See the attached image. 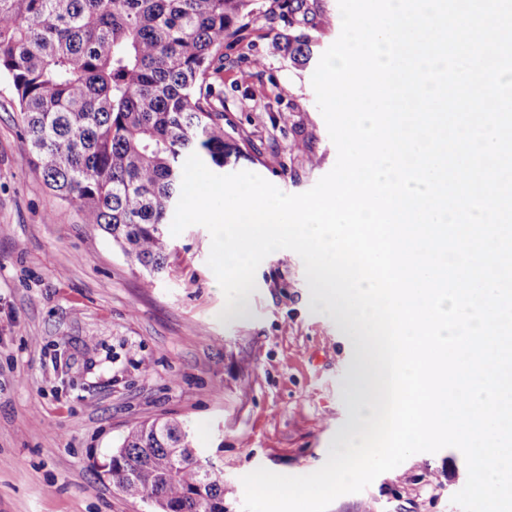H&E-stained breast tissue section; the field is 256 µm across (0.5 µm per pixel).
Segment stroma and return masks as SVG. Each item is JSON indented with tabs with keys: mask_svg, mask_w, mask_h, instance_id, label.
I'll return each instance as SVG.
<instances>
[{
	"mask_svg": "<svg viewBox=\"0 0 512 512\" xmlns=\"http://www.w3.org/2000/svg\"><path fill=\"white\" fill-rule=\"evenodd\" d=\"M251 21L225 51L216 85L224 127L251 171L287 194L311 189L337 149L317 106L315 61L297 65L274 33L302 31L322 55L341 32L338 0H317L311 21ZM19 114L0 83V512H154L103 474L136 424L185 420L195 448L224 471V512H242L244 475L318 468L351 427L358 391L354 340L311 302L302 259L282 249L255 274L244 311H225L201 225L173 237L165 272L144 286L111 238L26 160ZM463 454L417 453L329 512H462Z\"/></svg>",
	"mask_w": 512,
	"mask_h": 512,
	"instance_id": "obj_1",
	"label": "stroma"
}]
</instances>
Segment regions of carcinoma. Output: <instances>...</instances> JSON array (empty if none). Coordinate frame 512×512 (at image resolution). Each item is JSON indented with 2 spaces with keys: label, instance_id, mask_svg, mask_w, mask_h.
I'll list each match as a JSON object with an SVG mask.
<instances>
[{
  "label": "carcinoma",
  "instance_id": "obj_1",
  "mask_svg": "<svg viewBox=\"0 0 512 512\" xmlns=\"http://www.w3.org/2000/svg\"><path fill=\"white\" fill-rule=\"evenodd\" d=\"M263 14L260 0H0V79L13 90L28 162L149 274L168 268L164 232L187 157L221 170L248 157L213 105L224 46ZM304 65L307 33H277ZM104 475L157 512H224V473L183 422L129 429Z\"/></svg>",
  "mask_w": 512,
  "mask_h": 512
}]
</instances>
